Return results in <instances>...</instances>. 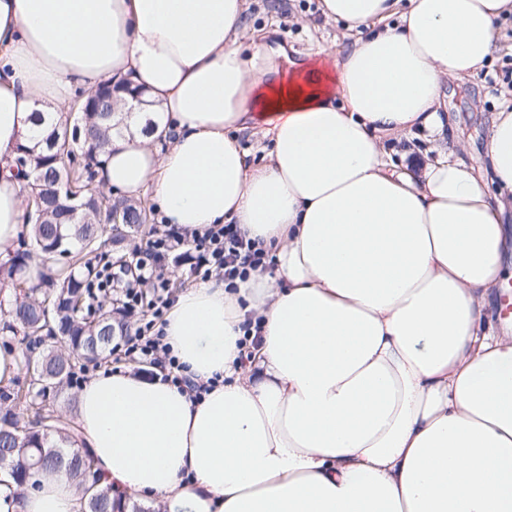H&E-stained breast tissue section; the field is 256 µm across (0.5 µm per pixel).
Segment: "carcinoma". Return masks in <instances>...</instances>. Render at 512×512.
Listing matches in <instances>:
<instances>
[{
    "label": "carcinoma",
    "mask_w": 512,
    "mask_h": 512,
    "mask_svg": "<svg viewBox=\"0 0 512 512\" xmlns=\"http://www.w3.org/2000/svg\"><path fill=\"white\" fill-rule=\"evenodd\" d=\"M112 109L114 99L102 97L99 111L77 113L73 125L56 124L44 138L34 133V146L20 147L14 161L16 169L28 179V203L32 210H42L44 218L40 224H30L28 249L17 251L8 259L7 275L23 272L35 255L44 259L58 255L67 258V263L47 269L42 273L41 285L31 288L24 297L15 298L0 329L12 332L19 327L26 336L33 337L49 326L43 317L48 302L56 309L55 325L68 341V351L51 349L40 355L37 361L48 364V373H33L25 394L8 385L0 386V486L5 488L6 500L19 497L24 485L36 475L64 474L79 492L82 512H114L111 490L100 485L93 455L77 445L79 433L66 428L51 432L36 425L44 410L62 416L52 393L69 383L75 368L97 363L108 351L100 339V328L78 317L81 296L98 274L88 255L101 245L108 231L118 236L136 233L147 220L141 204L128 199L103 200L88 190L86 221L74 224L50 194V188L59 180L71 179L80 187L87 186L90 168L98 164L99 153L116 128ZM116 212L120 216L118 226L112 223ZM19 398L31 418L27 432L19 430V420L12 410ZM34 458L39 460L40 469L29 473L24 464Z\"/></svg>",
    "instance_id": "obj_1"
}]
</instances>
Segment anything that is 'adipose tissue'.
Returning <instances> with one entry per match:
<instances>
[{
	"label": "adipose tissue",
	"instance_id": "obj_1",
	"mask_svg": "<svg viewBox=\"0 0 512 512\" xmlns=\"http://www.w3.org/2000/svg\"><path fill=\"white\" fill-rule=\"evenodd\" d=\"M248 0H0V260L22 233L13 164L38 114L64 120L105 81L126 125L96 181L150 192L168 224H236L273 266L210 279L168 311L195 380L93 374L82 440L122 507L149 512H512V332L484 312L507 283L512 105L486 171L453 155L392 169L386 136L445 137V80L472 77L512 0H320L357 33L330 64L239 43ZM262 130L264 165L236 133ZM260 324L248 367L238 342ZM16 512H79L46 476Z\"/></svg>",
	"mask_w": 512,
	"mask_h": 512
}]
</instances>
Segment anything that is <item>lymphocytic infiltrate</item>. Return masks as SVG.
<instances>
[{
  "label": "lymphocytic infiltrate",
  "mask_w": 512,
  "mask_h": 512,
  "mask_svg": "<svg viewBox=\"0 0 512 512\" xmlns=\"http://www.w3.org/2000/svg\"><path fill=\"white\" fill-rule=\"evenodd\" d=\"M173 252L177 253L188 276L205 280L218 272L230 284L247 278L250 271L270 268L271 263L264 250L247 239L237 225L213 224L196 232L179 224H167L160 235L149 241L147 256L136 259V273L132 278L102 271L101 283L121 284L125 309L131 311L145 305L151 311L150 319L145 320L137 328L134 338L126 342V355L159 369L163 380L199 397L210 390V383H198L190 378L186 365L179 362L168 345L163 344L164 333L157 325L172 298L156 267Z\"/></svg>",
  "instance_id": "f902f5d3"
}]
</instances>
